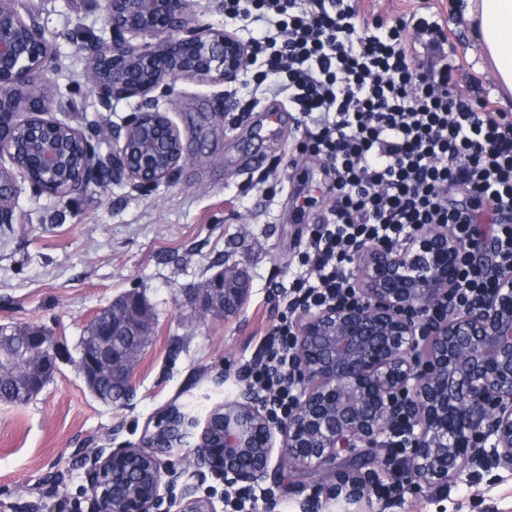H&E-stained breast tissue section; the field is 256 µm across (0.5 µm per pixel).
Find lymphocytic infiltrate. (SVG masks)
Masks as SVG:
<instances>
[{
    "mask_svg": "<svg viewBox=\"0 0 512 512\" xmlns=\"http://www.w3.org/2000/svg\"><path fill=\"white\" fill-rule=\"evenodd\" d=\"M224 10L264 30L247 46L264 91L287 94L302 153L320 162L327 207L292 260L262 352L242 365L248 389L272 418L297 395L291 350L296 316L361 303L355 263L363 248L405 250L450 227L458 273L423 324L482 308L512 272V114L490 108L473 85L452 80L447 57L416 61L415 37L440 51L431 16L366 17L360 0H224Z\"/></svg>",
    "mask_w": 512,
    "mask_h": 512,
    "instance_id": "lymphocytic-infiltrate-1",
    "label": "lymphocytic infiltrate"
}]
</instances>
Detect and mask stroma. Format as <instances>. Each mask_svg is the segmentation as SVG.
<instances>
[{"instance_id": "stroma-1", "label": "stroma", "mask_w": 512, "mask_h": 512, "mask_svg": "<svg viewBox=\"0 0 512 512\" xmlns=\"http://www.w3.org/2000/svg\"><path fill=\"white\" fill-rule=\"evenodd\" d=\"M458 0H363L368 15H435L448 36L456 78L473 77L480 96L512 113V95L495 83ZM103 0H21L53 40L46 76L71 99L72 126L121 122L134 100L103 112L88 80L82 44L105 29ZM255 68L232 84L180 80L161 107L190 155L170 181L140 192L105 181L66 198L22 184L13 200L18 224H0V324L45 329L62 347L53 380L20 406L0 405V512H81L86 473L113 444L140 442L158 415L178 404L205 415L234 398L239 368L257 353L271 325L268 283L288 277L323 199L294 213L290 189L309 192L319 166L298 155L284 98H253ZM254 103L250 119L230 125L228 94ZM227 268L248 282L245 303L226 316H203L190 294ZM137 293L151 308L152 333L130 379V394L109 406L85 387L79 341L97 310ZM329 472H296L262 481L273 498L249 512H302L305 498L330 483ZM371 512H512V473L470 467L445 487L414 489L405 500H372Z\"/></svg>"}]
</instances>
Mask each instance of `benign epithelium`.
Instances as JSON below:
<instances>
[{
  "label": "benign epithelium",
  "instance_id": "1",
  "mask_svg": "<svg viewBox=\"0 0 512 512\" xmlns=\"http://www.w3.org/2000/svg\"><path fill=\"white\" fill-rule=\"evenodd\" d=\"M193 0H105L107 35L83 45L90 83L102 110L112 101L138 99L119 124L89 134L53 116L71 111L70 100L48 88L51 39L34 18L24 19L18 0H0V224L15 223L11 200L16 174L43 193L85 192L109 171L114 181L149 189L172 178L188 161L182 138L154 93L181 79L227 83L236 79L245 46L232 35L194 24ZM67 129L80 143L63 157L55 136ZM112 143L103 155L99 145ZM448 232L421 237L395 256L369 251L359 272L364 283L390 271L387 288H365L357 306L332 307L308 315L298 328L294 355L300 380L298 399L284 422H272L251 393L216 403L200 419L173 404L144 437L145 447L112 449L88 472V512H160L168 480L166 464L178 448L195 442L185 458L196 475L207 473L232 488L257 484L268 476L272 456L282 471L328 470L340 457L363 455L382 446L395 412L404 409L413 431L408 473L416 487L448 483L471 465L469 449L490 443V469L512 472V273L475 312L453 314L429 328V352L413 355L418 344L414 322L447 291L456 274V250H440ZM413 280L421 288H409ZM218 277L191 297L204 315H222L212 302L222 286ZM138 295L100 311L99 340L81 348L79 366L86 381L106 376L130 378L142 345L109 349L119 331L138 328L129 316ZM28 367L41 372L58 359L56 343L40 329L30 331ZM224 413L220 442L207 434L209 422ZM147 464L148 481L128 474ZM328 492L350 505L370 502L374 474L332 472ZM180 512H217L212 497L186 488Z\"/></svg>",
  "mask_w": 512,
  "mask_h": 512
}]
</instances>
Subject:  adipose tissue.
<instances>
[{
    "instance_id": "ef3b65f1",
    "label": "adipose tissue",
    "mask_w": 512,
    "mask_h": 512,
    "mask_svg": "<svg viewBox=\"0 0 512 512\" xmlns=\"http://www.w3.org/2000/svg\"><path fill=\"white\" fill-rule=\"evenodd\" d=\"M467 14L497 80L512 93V0H468Z\"/></svg>"
}]
</instances>
